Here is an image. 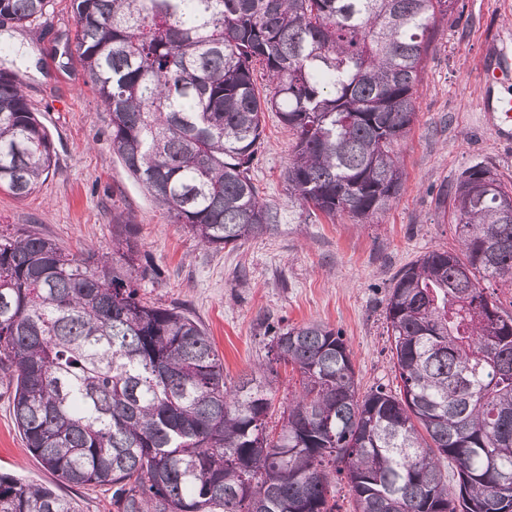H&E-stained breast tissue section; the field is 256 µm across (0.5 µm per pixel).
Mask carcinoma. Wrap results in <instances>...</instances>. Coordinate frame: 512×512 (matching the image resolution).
Returning <instances> with one entry per match:
<instances>
[{
	"mask_svg": "<svg viewBox=\"0 0 512 512\" xmlns=\"http://www.w3.org/2000/svg\"><path fill=\"white\" fill-rule=\"evenodd\" d=\"M51 0H0L31 24ZM458 0H72L75 48L111 116L112 150L207 247L279 230L251 177L276 114L293 136L289 201L367 220L400 195L395 145L416 118L437 22ZM274 85L262 95L255 70ZM53 145L0 70V189L22 198ZM460 252L400 269L385 300L399 390L360 391L341 331L264 325L267 361L231 381L200 322L142 300L158 276L132 224L112 254L0 232V387L56 480L112 487L114 512H512V183L485 164L441 192ZM301 390L270 428L275 363ZM455 464L448 488L441 461ZM0 512H75L0 473ZM480 287L485 288L487 295L497 302L501 310L512 314V284L510 282L480 279Z\"/></svg>",
	"mask_w": 512,
	"mask_h": 512,
	"instance_id": "cac0c4a2",
	"label": "carcinoma"
}]
</instances>
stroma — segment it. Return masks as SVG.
<instances>
[{
    "label": "stroma",
    "mask_w": 512,
    "mask_h": 512,
    "mask_svg": "<svg viewBox=\"0 0 512 512\" xmlns=\"http://www.w3.org/2000/svg\"><path fill=\"white\" fill-rule=\"evenodd\" d=\"M69 0H55L39 25L0 22V43L25 56H0L19 75L24 94L55 150L47 178L30 195L0 190V232L32 228L61 246L112 250V227L135 225L160 275L141 296L179 306L205 328L224 373L237 378L265 360L269 317L286 325L318 321L342 331L361 391L397 387L384 313L393 276L425 252L459 247L452 215L438 206L441 186L475 163L512 182V134L484 111L479 72L484 53L512 56V0H459L462 20L445 19L414 89L417 120L396 150L404 171L399 198L370 223L349 217L301 216L288 204L283 173L292 136L275 114L253 171L261 196L280 212V231L226 245L203 246L162 214L112 150L110 114L74 47ZM0 472L53 486L77 512H114L105 487L57 483L28 450L7 396H0Z\"/></svg>",
    "instance_id": "stroma-1"
}]
</instances>
